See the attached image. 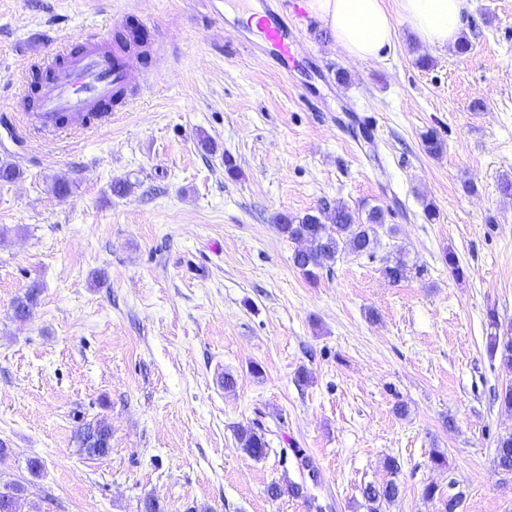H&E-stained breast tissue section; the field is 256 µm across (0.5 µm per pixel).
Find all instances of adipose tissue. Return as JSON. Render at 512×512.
I'll list each match as a JSON object with an SVG mask.
<instances>
[{"mask_svg":"<svg viewBox=\"0 0 512 512\" xmlns=\"http://www.w3.org/2000/svg\"><path fill=\"white\" fill-rule=\"evenodd\" d=\"M416 38L429 46H456L466 30L469 0H398ZM312 15L329 27L348 56L383 57L395 40L384 0H309Z\"/></svg>","mask_w":512,"mask_h":512,"instance_id":"ef3b65f1","label":"adipose tissue"}]
</instances>
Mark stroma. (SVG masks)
Here are the masks:
<instances>
[{
  "instance_id": "obj_1",
  "label": "stroma",
  "mask_w": 512,
  "mask_h": 512,
  "mask_svg": "<svg viewBox=\"0 0 512 512\" xmlns=\"http://www.w3.org/2000/svg\"><path fill=\"white\" fill-rule=\"evenodd\" d=\"M284 2L302 41L287 71L249 45L258 0H0V111L66 36L131 32L147 53L143 95L112 122L0 127L20 171L0 182V486H23L20 512H369L364 487L390 480L380 512H441L423 489L452 481L458 512H512L495 462L512 410L493 399L512 375L487 352L488 313L512 323V0H471L464 53L416 41L385 0L396 42L371 61ZM326 201L385 224L312 283L276 218ZM100 418L112 449L91 457L76 435ZM255 421L259 460L237 439Z\"/></svg>"
}]
</instances>
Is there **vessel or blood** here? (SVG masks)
Wrapping results in <instances>:
<instances>
[{
	"label": "vessel or blood",
	"instance_id": "b4317fda",
	"mask_svg": "<svg viewBox=\"0 0 512 512\" xmlns=\"http://www.w3.org/2000/svg\"><path fill=\"white\" fill-rule=\"evenodd\" d=\"M245 24L280 67L288 68L294 60L295 42L279 8L269 0ZM100 41V34L94 33L63 47V60L54 65L38 99L35 119L41 130L60 132L62 118L82 121L101 111L104 104L130 94L129 60L106 51Z\"/></svg>",
	"mask_w": 512,
	"mask_h": 512
}]
</instances>
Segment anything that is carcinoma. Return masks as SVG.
Returning a JSON list of instances; mask_svg holds the SVG:
<instances>
[{"instance_id": "carcinoma-1", "label": "carcinoma", "mask_w": 512, "mask_h": 512, "mask_svg": "<svg viewBox=\"0 0 512 512\" xmlns=\"http://www.w3.org/2000/svg\"><path fill=\"white\" fill-rule=\"evenodd\" d=\"M279 228L288 240L304 244L295 249L292 262L302 274L315 281L318 272L328 268L336 257L345 252L355 254L370 253L377 245V228L383 226L385 215L381 208L373 207L368 211L366 222H361L355 213L344 204L338 203L333 209L320 208L319 214L307 213L302 217L282 216ZM384 276L391 282L403 280L407 275V265L397 256L386 261ZM38 301V288L33 286L14 301L17 315L30 316ZM489 350L499 365L512 374V324L505 331L490 337ZM237 436L243 450L255 459L263 458L269 449L265 434L253 428L240 427ZM112 431L103 419L84 424L78 430L79 447L89 456H105L111 449ZM495 461L504 472H512V434L497 438ZM397 483L389 481L383 485L368 484L363 496L370 505L371 512H379L383 502H392L398 496ZM423 494L429 499H437L442 504V512H457L463 493L455 491V482L448 483V491L429 484Z\"/></svg>"}]
</instances>
